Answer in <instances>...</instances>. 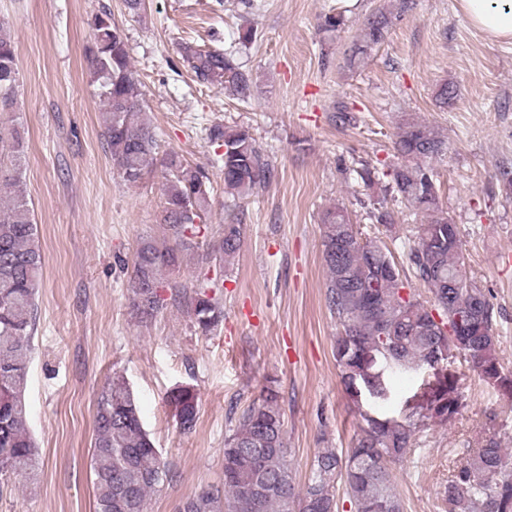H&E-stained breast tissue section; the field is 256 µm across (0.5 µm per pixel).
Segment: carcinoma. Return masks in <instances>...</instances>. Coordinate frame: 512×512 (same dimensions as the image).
<instances>
[{"instance_id":"cac0c4a2","label":"carcinoma","mask_w":512,"mask_h":512,"mask_svg":"<svg viewBox=\"0 0 512 512\" xmlns=\"http://www.w3.org/2000/svg\"><path fill=\"white\" fill-rule=\"evenodd\" d=\"M414 9V0H392L365 19L358 54L387 39L393 20ZM344 15H324L320 29L333 35ZM85 55L99 83L104 107L103 137L114 167L129 185L160 167L164 179L158 224L163 237L145 236L136 248L128 281L130 306L142 322L167 307L170 298L187 296L178 280L186 251L201 250L200 262L233 263L241 245V224L224 225L217 241L196 242L201 220L213 205V187L205 168L176 152L159 155L156 135L146 120L141 84L134 76L125 38L107 7L93 20V40ZM182 62L203 83L221 86L241 102L249 95V72L232 54L185 44ZM18 60L10 26L0 21V112L13 109ZM458 96L451 82L439 85L436 105L448 108ZM209 138L222 148L216 163L224 175L229 205L256 196L272 179L268 153L243 127L214 125ZM24 131L17 123L0 127V484L12 477L36 476L38 452L27 429L24 393L31 360L43 258L23 187ZM447 148L439 131L406 118L394 141L398 162L380 168L362 162L353 169L379 195L361 204L374 224L390 227L398 212L388 199L422 213L406 258L431 293L422 301L397 271L392 252L362 238L343 206L322 213V254L328 272L325 302L340 331L334 358L350 409L361 421L353 446L320 448L311 476L296 487L279 392L263 386L224 438V488L202 489L185 498L178 512H336L342 486L351 512H404L389 464L402 458L420 431L451 424L465 407L458 378L433 364L462 358L490 388L512 398V370L498 357L496 313L483 288L463 271L459 228L443 207L430 161ZM219 287L201 275L186 301L193 325L206 335L224 321V306L210 295ZM428 369L432 380L396 415L364 409L371 399H386V373ZM179 429H193L197 395L189 387L171 392ZM91 469L95 512H147L148 497L171 479L145 430L140 407L123 375L115 372L101 392L94 418ZM448 512H512V455L493 435L462 451V462L443 489Z\"/></svg>"}]
</instances>
